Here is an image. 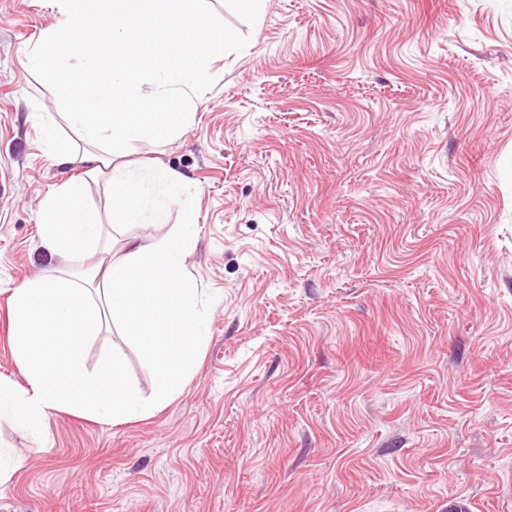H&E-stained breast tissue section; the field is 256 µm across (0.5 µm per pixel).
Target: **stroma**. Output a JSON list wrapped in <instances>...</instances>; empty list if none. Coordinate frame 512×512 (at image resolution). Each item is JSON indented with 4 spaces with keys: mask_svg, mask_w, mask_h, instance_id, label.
Here are the masks:
<instances>
[{
    "mask_svg": "<svg viewBox=\"0 0 512 512\" xmlns=\"http://www.w3.org/2000/svg\"><path fill=\"white\" fill-rule=\"evenodd\" d=\"M233 39L193 124L136 143L197 218L187 265L209 332L193 378L110 425L0 418L23 466L0 512H512V0H206ZM48 0H0V374L9 298L55 272L37 217L80 167L52 159L57 106L25 53ZM120 354L143 397L137 344ZM153 179L163 187L164 193L171 198L172 202L189 192L192 186L188 176L170 168H161L159 173L153 175Z\"/></svg>",
    "mask_w": 512,
    "mask_h": 512,
    "instance_id": "stroma-1",
    "label": "stroma"
}]
</instances>
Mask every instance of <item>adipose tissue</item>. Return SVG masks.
<instances>
[{
    "mask_svg": "<svg viewBox=\"0 0 512 512\" xmlns=\"http://www.w3.org/2000/svg\"><path fill=\"white\" fill-rule=\"evenodd\" d=\"M204 2L53 0L58 18L26 55L28 67L54 92L62 119L92 147L65 156L66 164L86 171L43 199L41 244L68 261L88 254L98 260L12 291V349L25 383L0 374V410L23 427L42 429L52 411L65 408L112 425L145 418L196 370L208 326L186 264L195 215L185 212L181 224L149 243L125 235L106 239L88 186L105 177L121 225L166 223V200L189 192L188 176L163 168L154 179L166 198L157 200L114 158L137 141L174 136L192 121V113L158 104L204 88L224 56V27ZM148 37L154 52L134 55ZM104 68L105 81L99 77ZM114 328L133 338L154 368L153 399H143L128 382L118 355L103 358L92 371L82 363L83 344Z\"/></svg>",
    "mask_w": 512,
    "mask_h": 512,
    "instance_id": "ef3b65f1",
    "label": "adipose tissue"
}]
</instances>
